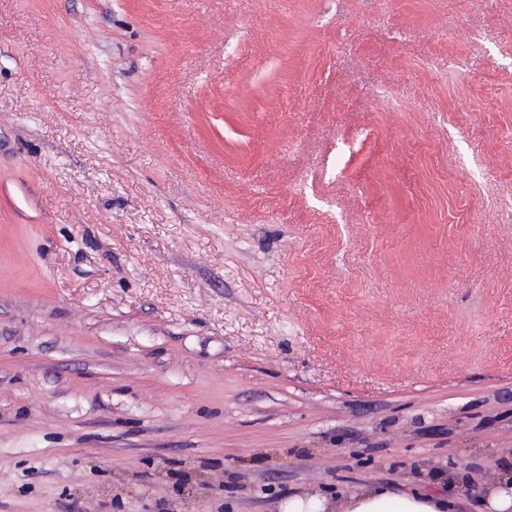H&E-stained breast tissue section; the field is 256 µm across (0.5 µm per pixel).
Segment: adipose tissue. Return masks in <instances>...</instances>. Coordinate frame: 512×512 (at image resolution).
Instances as JSON below:
<instances>
[{
  "instance_id": "adipose-tissue-1",
  "label": "adipose tissue",
  "mask_w": 512,
  "mask_h": 512,
  "mask_svg": "<svg viewBox=\"0 0 512 512\" xmlns=\"http://www.w3.org/2000/svg\"><path fill=\"white\" fill-rule=\"evenodd\" d=\"M342 507L343 512H456L457 500L444 493L405 492L380 485L354 491Z\"/></svg>"
}]
</instances>
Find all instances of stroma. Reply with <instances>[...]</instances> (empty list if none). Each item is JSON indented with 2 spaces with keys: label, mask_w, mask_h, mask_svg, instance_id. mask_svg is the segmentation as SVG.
Here are the masks:
<instances>
[{
  "label": "stroma",
  "mask_w": 512,
  "mask_h": 512,
  "mask_svg": "<svg viewBox=\"0 0 512 512\" xmlns=\"http://www.w3.org/2000/svg\"><path fill=\"white\" fill-rule=\"evenodd\" d=\"M0 512H485L512 472V0H0ZM458 499L448 493L404 492L391 486L360 488L344 501L336 502V512H458Z\"/></svg>",
  "instance_id": "35a3bbf8"
}]
</instances>
